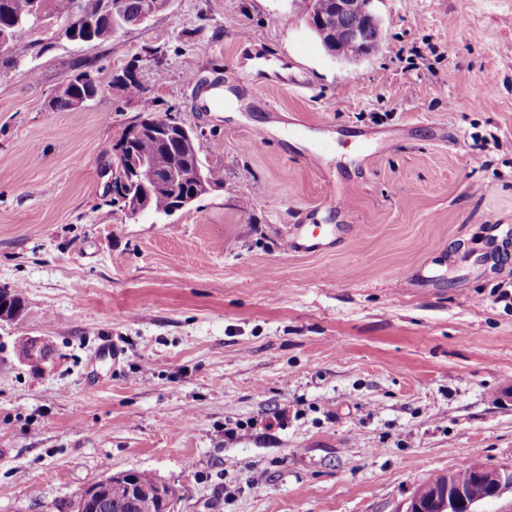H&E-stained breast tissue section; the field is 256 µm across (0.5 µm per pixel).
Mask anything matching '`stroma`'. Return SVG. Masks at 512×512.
<instances>
[{
  "label": "stroma",
  "mask_w": 512,
  "mask_h": 512,
  "mask_svg": "<svg viewBox=\"0 0 512 512\" xmlns=\"http://www.w3.org/2000/svg\"><path fill=\"white\" fill-rule=\"evenodd\" d=\"M373 8L356 63L293 0H171L104 43L44 21L0 70V289L23 302L0 321V512H69L132 468L174 512H404L433 475L512 468V0ZM88 68L102 92L49 110ZM126 71L224 173L161 220L112 204ZM209 86L238 111L202 109ZM302 224L344 231L303 252ZM23 336L52 344L42 368Z\"/></svg>",
  "instance_id": "1"
}]
</instances>
